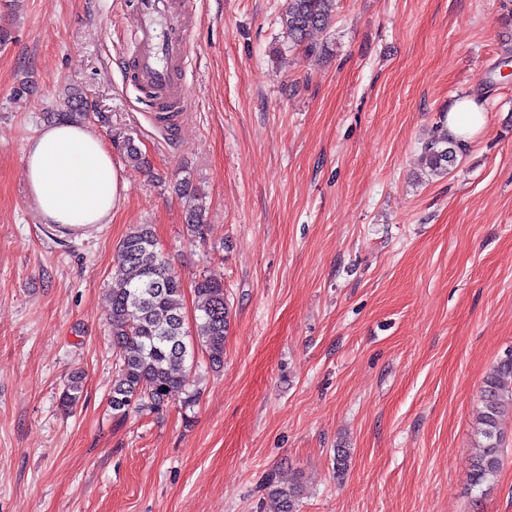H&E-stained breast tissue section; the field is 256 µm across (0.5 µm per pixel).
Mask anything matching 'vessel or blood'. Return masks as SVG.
Returning <instances> with one entry per match:
<instances>
[{"instance_id":"b4317fda","label":"vessel or blood","mask_w":512,"mask_h":512,"mask_svg":"<svg viewBox=\"0 0 512 512\" xmlns=\"http://www.w3.org/2000/svg\"><path fill=\"white\" fill-rule=\"evenodd\" d=\"M134 80L156 104H185L182 63L190 38L179 0H135Z\"/></svg>"}]
</instances>
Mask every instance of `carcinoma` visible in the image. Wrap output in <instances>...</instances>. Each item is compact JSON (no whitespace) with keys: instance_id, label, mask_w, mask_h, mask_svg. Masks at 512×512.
Segmentation results:
<instances>
[{"instance_id":"cac0c4a2","label":"carcinoma","mask_w":512,"mask_h":512,"mask_svg":"<svg viewBox=\"0 0 512 512\" xmlns=\"http://www.w3.org/2000/svg\"><path fill=\"white\" fill-rule=\"evenodd\" d=\"M335 0H287L281 24L294 47L317 55L323 47L313 41L314 33L330 25ZM68 110L56 118L84 123L94 113L92 104L79 89L68 94ZM465 145L441 129L424 145L429 174L440 176L456 160ZM205 210L188 214L186 229L191 239L202 238ZM195 292L201 298L193 324L186 322L182 281L170 259L159 248L152 226L139 224L122 240L116 258L115 281L110 288L108 325L117 357V376L112 383L110 405L116 415L130 410L159 411L176 392L184 394L181 408L196 405L197 393L189 390L191 367L187 361L195 351L206 355L211 368L224 366L225 337L230 325L224 285L207 277L198 280ZM83 396L82 376L74 375L63 391L61 406L75 409ZM482 410L477 420L480 440L470 462L469 486L482 488L493 482L502 463V420L512 413V354L490 370L481 392ZM275 512H298L302 486L295 479L279 476L267 483Z\"/></svg>"}]
</instances>
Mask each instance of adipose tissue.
<instances>
[{"instance_id": "1", "label": "adipose tissue", "mask_w": 512, "mask_h": 512, "mask_svg": "<svg viewBox=\"0 0 512 512\" xmlns=\"http://www.w3.org/2000/svg\"><path fill=\"white\" fill-rule=\"evenodd\" d=\"M449 133L468 142L481 133L485 114L474 97H458L446 119ZM24 176L43 223L70 230L106 224L124 200L127 182L103 139L87 125L60 120L32 138Z\"/></svg>"}]
</instances>
